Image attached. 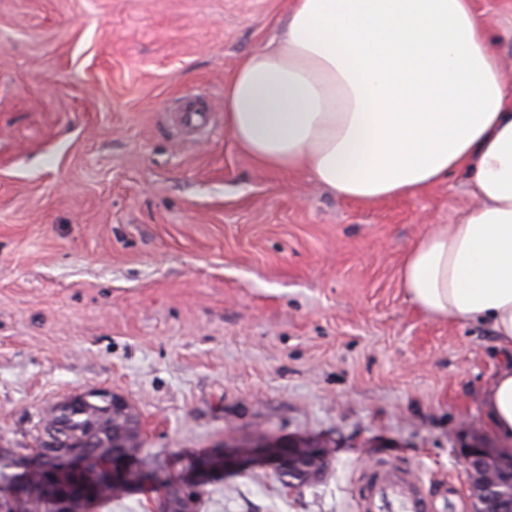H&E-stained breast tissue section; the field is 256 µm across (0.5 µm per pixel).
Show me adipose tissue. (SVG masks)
I'll list each match as a JSON object with an SVG mask.
<instances>
[{"instance_id":"adipose-tissue-1","label":"adipose tissue","mask_w":512,"mask_h":512,"mask_svg":"<svg viewBox=\"0 0 512 512\" xmlns=\"http://www.w3.org/2000/svg\"><path fill=\"white\" fill-rule=\"evenodd\" d=\"M278 25L224 82L237 148L351 201L466 174L470 206L413 242L400 281L431 317L492 328L503 362L481 401L512 444V26L473 0H290Z\"/></svg>"}]
</instances>
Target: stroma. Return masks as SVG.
Instances as JSON below:
<instances>
[{"label":"stroma","instance_id":"35a3bbf8","mask_svg":"<svg viewBox=\"0 0 512 512\" xmlns=\"http://www.w3.org/2000/svg\"><path fill=\"white\" fill-rule=\"evenodd\" d=\"M288 0H0V444L105 388L135 408L141 463L273 438L320 446L288 489L256 465L200 512H356L387 458L473 512L467 449H498L481 390L489 326L406 297L410 244L470 200L458 172L411 198L335 196L241 153L224 81ZM206 98L200 133L179 97ZM324 462V451L321 450L320 448H310V454L307 458L306 466L304 467L303 473L300 475L301 479H316L323 470L322 464ZM302 467L303 465L300 456H291L288 460V471L284 472L281 476H278L279 480L284 485L290 483V481H299L300 477L294 476L293 471L296 473H301ZM285 478L288 480H286Z\"/></svg>","mask_w":512,"mask_h":512}]
</instances>
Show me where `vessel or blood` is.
I'll return each mask as SVG.
<instances>
[{
    "label": "vessel or blood",
    "instance_id": "b4317fda",
    "mask_svg": "<svg viewBox=\"0 0 512 512\" xmlns=\"http://www.w3.org/2000/svg\"><path fill=\"white\" fill-rule=\"evenodd\" d=\"M356 483L357 512H439L437 501L447 495L443 488L430 491L413 470L389 460L359 472Z\"/></svg>",
    "mask_w": 512,
    "mask_h": 512
}]
</instances>
